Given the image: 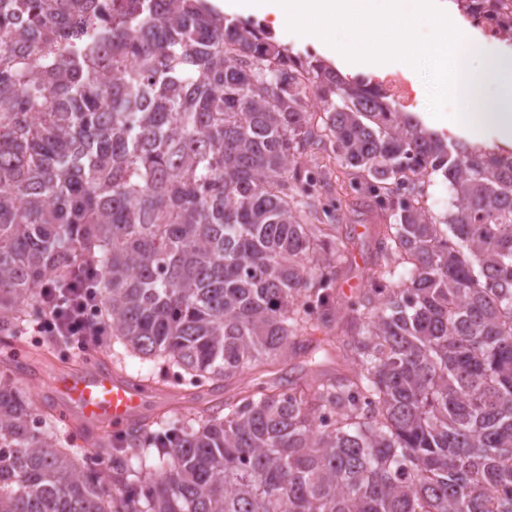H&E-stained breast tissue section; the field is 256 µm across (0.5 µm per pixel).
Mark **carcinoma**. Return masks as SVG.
I'll return each mask as SVG.
<instances>
[{
	"label": "carcinoma",
	"instance_id": "cac0c4a2",
	"mask_svg": "<svg viewBox=\"0 0 512 512\" xmlns=\"http://www.w3.org/2000/svg\"><path fill=\"white\" fill-rule=\"evenodd\" d=\"M315 149L395 218L339 322L348 202L298 168ZM418 170L448 212L418 205ZM83 265L118 364L199 393L261 359L311 369L80 448L3 364L0 512H512L511 151L209 0H0V341ZM426 189L428 190V205L433 212L441 214L448 210L450 194L447 184L442 182L440 176H434L430 186L426 184Z\"/></svg>",
	"mask_w": 512,
	"mask_h": 512
}]
</instances>
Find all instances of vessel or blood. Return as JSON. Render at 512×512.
<instances>
[{"label":"vessel or blood","mask_w":512,"mask_h":512,"mask_svg":"<svg viewBox=\"0 0 512 512\" xmlns=\"http://www.w3.org/2000/svg\"><path fill=\"white\" fill-rule=\"evenodd\" d=\"M55 395L70 416L101 431L138 422L146 397L142 388L97 364L59 371Z\"/></svg>","instance_id":"vessel-or-blood-1"}]
</instances>
